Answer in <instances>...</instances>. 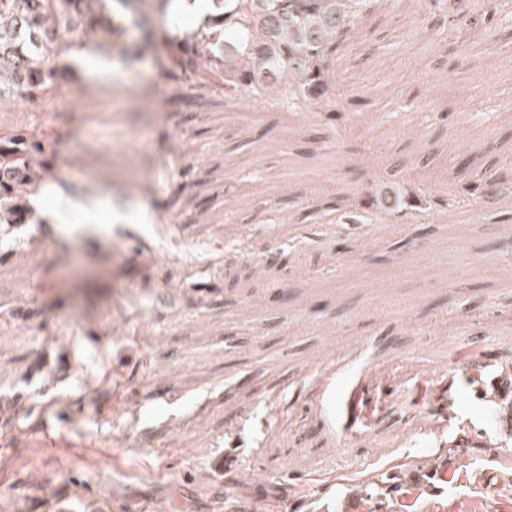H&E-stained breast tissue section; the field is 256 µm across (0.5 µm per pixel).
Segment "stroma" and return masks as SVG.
<instances>
[{"mask_svg": "<svg viewBox=\"0 0 512 512\" xmlns=\"http://www.w3.org/2000/svg\"><path fill=\"white\" fill-rule=\"evenodd\" d=\"M208 8L172 0L146 52L129 29L113 88L79 64L0 98V141L49 147L35 196L58 227L0 240V512H512V461L483 454L506 430L492 394L512 399L490 365L512 348V208L453 160L512 154V50L462 65L456 35L425 50V21L378 11L336 61L337 117L272 77L232 105L223 74L172 76L165 51ZM404 86L421 98L400 114ZM445 178L463 197L447 219L346 221L372 184L420 209L421 180ZM89 196L100 223L81 221ZM289 246L291 269L268 266ZM466 435L477 453L454 457Z\"/></svg>", "mask_w": 512, "mask_h": 512, "instance_id": "35a3bbf8", "label": "stroma"}]
</instances>
